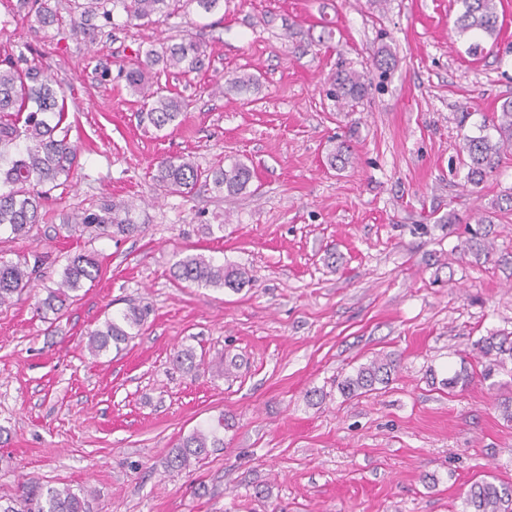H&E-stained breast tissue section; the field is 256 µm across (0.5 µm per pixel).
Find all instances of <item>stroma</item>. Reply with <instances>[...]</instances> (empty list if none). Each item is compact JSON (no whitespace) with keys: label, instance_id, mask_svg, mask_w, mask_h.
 I'll return each mask as SVG.
<instances>
[{"label":"stroma","instance_id":"1","mask_svg":"<svg viewBox=\"0 0 512 512\" xmlns=\"http://www.w3.org/2000/svg\"><path fill=\"white\" fill-rule=\"evenodd\" d=\"M55 3L60 25L44 32L0 0V59L49 63L79 167L28 236L0 234V256L48 254V282L79 251L102 270L59 320L37 315L29 293L0 308V501L27 477L90 488L102 512H463L473 482L512 486V422L498 408L512 373L483 381L476 348L512 334V261L458 250L483 218L512 258V211L499 207L512 149L476 186L462 151L494 134L512 99V0H498L500 33L475 56L454 27L460 0H222L146 26L98 17L83 34L70 0ZM184 35L209 65L153 75L188 108L175 130L143 127L144 100L119 69ZM345 68L367 79L353 105L327 93ZM234 72L258 86L218 90ZM340 141L351 159L329 168ZM168 156L203 169L242 159L251 190L158 195ZM112 200L138 204L144 233L65 236L68 216ZM181 252L245 267L253 282H177ZM133 306L147 312L138 336L89 355L88 332ZM188 347L191 370L172 360ZM386 353L400 360L389 385L342 395L346 376ZM221 358L237 369L219 374ZM463 368L468 386L443 388ZM220 417L223 447L169 475L170 449ZM256 484L270 497L254 498Z\"/></svg>","mask_w":512,"mask_h":512}]
</instances>
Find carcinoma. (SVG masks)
I'll return each mask as SVG.
<instances>
[{
    "label": "carcinoma",
    "instance_id": "carcinoma-1",
    "mask_svg": "<svg viewBox=\"0 0 512 512\" xmlns=\"http://www.w3.org/2000/svg\"><path fill=\"white\" fill-rule=\"evenodd\" d=\"M183 1L196 5L209 13L221 0H75L79 20L74 22L76 32L86 22L104 17L110 20L113 11L121 9L126 22L149 23L157 15L170 13L171 7ZM112 9H105V4ZM463 11L457 16L455 26L462 34L493 36L499 33L497 0H461ZM27 9L30 27L47 30L60 23L57 6L52 0H20ZM206 48L191 37L161 47L148 49L136 67L123 72L126 84L134 92L146 94V74L161 64L165 69H176L183 74L199 72L205 68ZM228 84L240 92H247L255 85V78L248 73L232 74ZM331 94L344 101H358L367 91L366 79L355 70L341 69L329 77ZM152 102L138 112L139 122L157 131H164L180 124L186 103L174 95L159 92L149 94ZM65 96L55 88L47 75V68L33 63L24 68L10 57L0 60V149L16 142H24L25 149L11 157L0 152V229L4 228L14 238L28 235L43 220L42 208L52 189L60 186V178H69L78 166L79 149L69 138L71 125L66 123ZM497 141L487 136L469 137L463 150L468 157L467 182L477 186L497 168L501 152L512 148V100L501 105L496 117ZM351 151L341 142L327 156L332 168L345 165ZM253 170L242 160L227 165L202 170L182 156L161 159L153 175L158 190L164 194H188L200 182L219 195H237L249 188ZM138 206L132 202L103 204L97 211H84L72 216L63 224L68 236L93 231L112 238L142 232L136 221ZM465 248L476 258H489L493 246L485 242V235L475 233L465 243ZM45 257L16 262L0 257V307L9 305L40 277ZM101 267L95 256L76 253L68 257L56 287L45 288L46 297L36 302V310L52 313L59 318L80 298L85 283L99 277ZM174 280L189 285L228 288L240 291L252 282L249 271L239 266H226L202 254H186L172 267ZM145 313L132 308L119 317H107L102 324L88 333L86 348L93 357L104 355L112 344L125 343L136 336L143 326ZM477 346L485 359L481 376L485 380L506 370L512 362V336L492 333L479 339ZM398 359L386 354L376 357L340 382L339 389L347 397L359 396L388 384L397 371ZM224 417L217 423L200 426L178 440L164 461L168 473H180L206 459L211 449L223 445L220 429ZM89 489H74L68 485L56 487L38 481L23 482L21 494L9 505L0 504V512H96ZM466 512H512V488L481 480L471 484L464 498Z\"/></svg>",
    "mask_w": 512,
    "mask_h": 512
}]
</instances>
